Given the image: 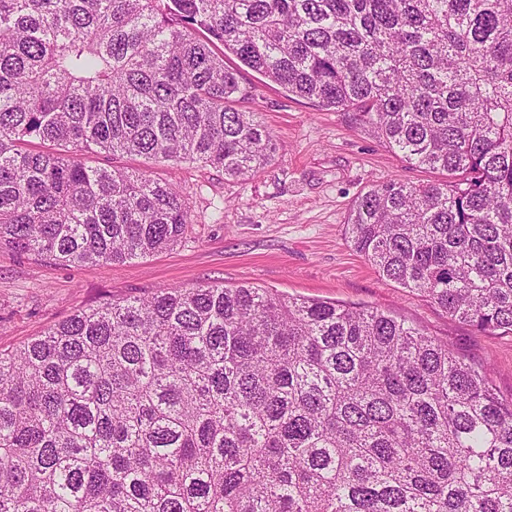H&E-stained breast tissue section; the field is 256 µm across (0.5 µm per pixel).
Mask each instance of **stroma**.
Instances as JSON below:
<instances>
[{"instance_id": "obj_1", "label": "stroma", "mask_w": 512, "mask_h": 512, "mask_svg": "<svg viewBox=\"0 0 512 512\" xmlns=\"http://www.w3.org/2000/svg\"><path fill=\"white\" fill-rule=\"evenodd\" d=\"M249 91L240 108L271 131L276 152L254 176L235 179L196 163L153 164L88 153L92 167L150 171L172 182L190 213L173 249L121 264L64 267L0 249V347L40 335L76 309L159 287L210 282L270 288L300 298L388 311L485 364L498 394L512 397V335L488 336L378 275L350 247L344 225L357 197L391 178L436 180L411 168L347 113L322 109L225 55Z\"/></svg>"}]
</instances>
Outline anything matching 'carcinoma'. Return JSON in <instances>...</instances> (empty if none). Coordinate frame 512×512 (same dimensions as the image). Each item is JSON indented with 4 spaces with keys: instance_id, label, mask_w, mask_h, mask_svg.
<instances>
[{
    "instance_id": "obj_1",
    "label": "carcinoma",
    "mask_w": 512,
    "mask_h": 512,
    "mask_svg": "<svg viewBox=\"0 0 512 512\" xmlns=\"http://www.w3.org/2000/svg\"><path fill=\"white\" fill-rule=\"evenodd\" d=\"M226 51L444 173L371 187L346 239L512 334V0H0V249L173 248L176 187L82 155L257 173L273 136ZM0 512H512V399L377 308L157 288L0 349Z\"/></svg>"
}]
</instances>
